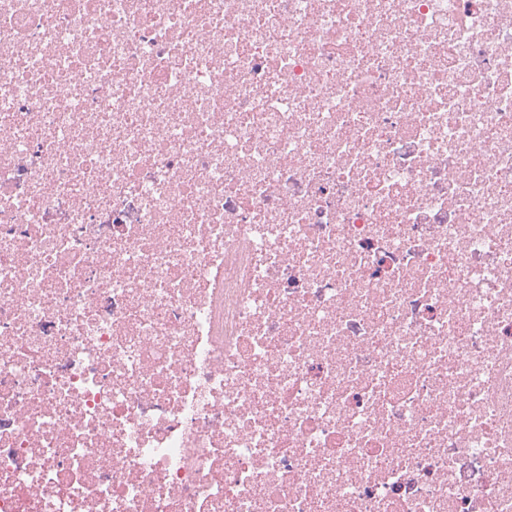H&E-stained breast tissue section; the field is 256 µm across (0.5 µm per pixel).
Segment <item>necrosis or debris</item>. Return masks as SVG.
Listing matches in <instances>:
<instances>
[{"label":"necrosis or debris","instance_id":"necrosis-or-debris-1","mask_svg":"<svg viewBox=\"0 0 512 512\" xmlns=\"http://www.w3.org/2000/svg\"><path fill=\"white\" fill-rule=\"evenodd\" d=\"M0 512H512V0H0Z\"/></svg>","mask_w":512,"mask_h":512}]
</instances>
